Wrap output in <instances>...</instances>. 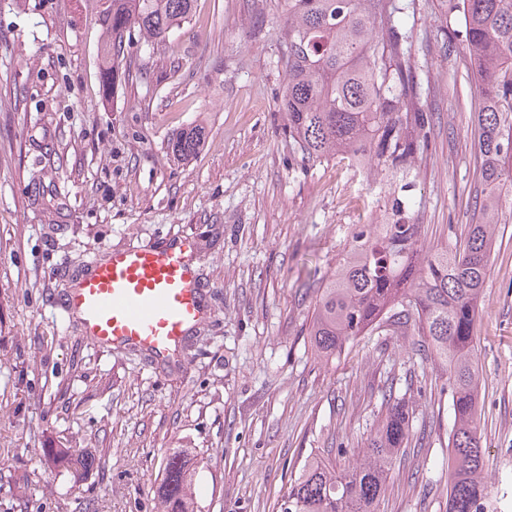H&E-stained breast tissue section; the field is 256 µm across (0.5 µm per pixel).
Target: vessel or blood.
I'll return each mask as SVG.
<instances>
[{
	"label": "vessel or blood",
	"instance_id": "b4317fda",
	"mask_svg": "<svg viewBox=\"0 0 512 512\" xmlns=\"http://www.w3.org/2000/svg\"><path fill=\"white\" fill-rule=\"evenodd\" d=\"M189 237L115 249L70 288L66 310L102 348L132 346L169 359L204 323V291Z\"/></svg>",
	"mask_w": 512,
	"mask_h": 512
}]
</instances>
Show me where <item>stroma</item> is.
Masks as SVG:
<instances>
[{
    "label": "stroma",
    "instance_id": "1",
    "mask_svg": "<svg viewBox=\"0 0 512 512\" xmlns=\"http://www.w3.org/2000/svg\"><path fill=\"white\" fill-rule=\"evenodd\" d=\"M100 0H0V512H157L163 460L187 451L195 512H282L308 457L340 465L393 385L411 438L377 512H447L448 374L391 327L326 358L311 336L322 277L386 201L347 161L294 154L280 99L285 0H196L146 74L105 93ZM419 108L431 117L411 193L431 243L470 221L474 79L446 0L411 20ZM205 133L176 159L182 130ZM184 234L209 317L179 354L96 348L64 296L113 248ZM487 481L512 512V223L498 225L474 326ZM89 450L82 475L47 456ZM203 139L204 131L191 127L177 134L170 142L169 148L174 157L188 159L199 150Z\"/></svg>",
    "mask_w": 512,
    "mask_h": 512
}]
</instances>
